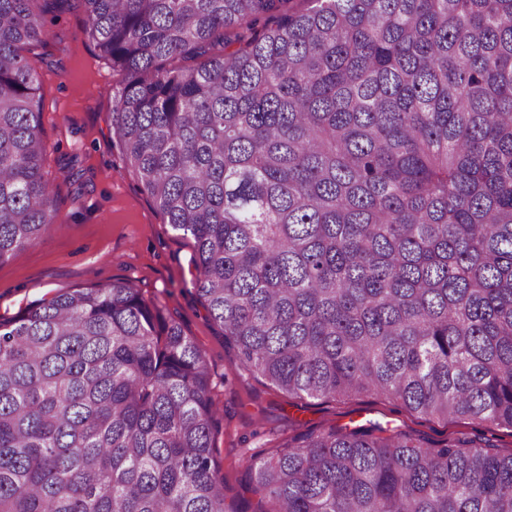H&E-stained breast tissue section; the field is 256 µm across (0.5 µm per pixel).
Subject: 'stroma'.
<instances>
[{"instance_id":"obj_1","label":"stroma","mask_w":512,"mask_h":512,"mask_svg":"<svg viewBox=\"0 0 512 512\" xmlns=\"http://www.w3.org/2000/svg\"><path fill=\"white\" fill-rule=\"evenodd\" d=\"M82 0H63L48 14L40 50L45 169L56 219L35 246L0 264V315L79 286L133 282L144 297L181 324L209 362L211 395L220 410L215 439L227 501L240 512H261L244 460L271 454L275 440L329 425L396 428L431 442L457 438L512 451V432L471 421L425 419L382 396L345 400L299 399L271 388L244 369L223 328L208 315L193 288L191 239L171 231L135 175L112 148L111 119L119 77L98 57L84 33Z\"/></svg>"}]
</instances>
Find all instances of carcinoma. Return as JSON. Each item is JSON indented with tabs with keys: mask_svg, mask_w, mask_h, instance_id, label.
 Listing matches in <instances>:
<instances>
[{
	"mask_svg": "<svg viewBox=\"0 0 512 512\" xmlns=\"http://www.w3.org/2000/svg\"><path fill=\"white\" fill-rule=\"evenodd\" d=\"M0 0V264L55 223L46 15ZM83 0L112 147L242 366L512 430V0ZM207 361L128 281L0 316V512H240ZM247 469L272 512H512V452L377 427Z\"/></svg>",
	"mask_w": 512,
	"mask_h": 512,
	"instance_id": "cac0c4a2",
	"label": "carcinoma"
}]
</instances>
